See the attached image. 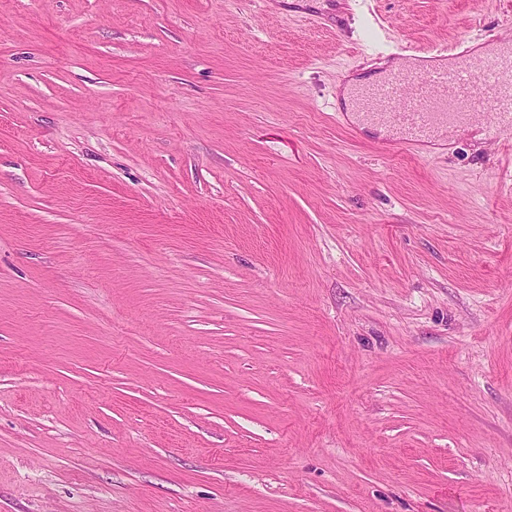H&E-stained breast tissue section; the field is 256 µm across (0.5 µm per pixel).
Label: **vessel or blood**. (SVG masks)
I'll return each instance as SVG.
<instances>
[{
	"mask_svg": "<svg viewBox=\"0 0 512 512\" xmlns=\"http://www.w3.org/2000/svg\"><path fill=\"white\" fill-rule=\"evenodd\" d=\"M352 96L360 123L382 128L390 149L416 152L485 112L493 115L492 132H511L512 40L489 54L463 51L448 65L390 69Z\"/></svg>",
	"mask_w": 512,
	"mask_h": 512,
	"instance_id": "obj_1",
	"label": "vessel or blood"
}]
</instances>
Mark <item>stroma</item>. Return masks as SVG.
Returning a JSON list of instances; mask_svg holds the SVG:
<instances>
[{"mask_svg": "<svg viewBox=\"0 0 512 512\" xmlns=\"http://www.w3.org/2000/svg\"><path fill=\"white\" fill-rule=\"evenodd\" d=\"M512 0H0V512H512V139L339 82Z\"/></svg>", "mask_w": 512, "mask_h": 512, "instance_id": "stroma-1", "label": "stroma"}]
</instances>
